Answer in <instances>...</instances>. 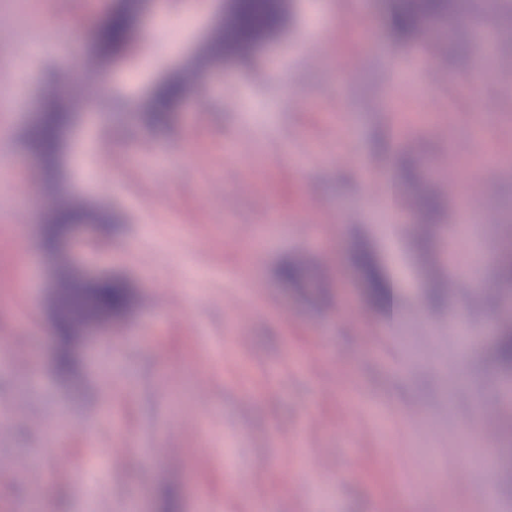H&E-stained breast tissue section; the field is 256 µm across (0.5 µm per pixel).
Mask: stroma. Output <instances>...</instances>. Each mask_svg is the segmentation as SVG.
<instances>
[{
    "label": "stroma",
    "mask_w": 512,
    "mask_h": 512,
    "mask_svg": "<svg viewBox=\"0 0 512 512\" xmlns=\"http://www.w3.org/2000/svg\"><path fill=\"white\" fill-rule=\"evenodd\" d=\"M287 2L277 37L193 77L154 129L144 87L229 0H157L167 23L136 39L135 73L88 61L112 0H0V512L36 496L41 512H160L165 496L178 512H512L495 269L466 273L472 239L495 257L512 228V40L480 65L491 10L455 44L438 28L403 45L382 0ZM63 83L79 120L50 180L22 140ZM57 182L120 216L70 252L134 296L67 378L47 217L27 205ZM423 193L442 203L424 251ZM363 252L398 270L394 309L371 302ZM286 263L305 280L283 283ZM476 427L499 437L478 482Z\"/></svg>",
    "instance_id": "1"
}]
</instances>
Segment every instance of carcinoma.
Wrapping results in <instances>:
<instances>
[{
  "instance_id": "cac0c4a2",
  "label": "carcinoma",
  "mask_w": 512,
  "mask_h": 512,
  "mask_svg": "<svg viewBox=\"0 0 512 512\" xmlns=\"http://www.w3.org/2000/svg\"><path fill=\"white\" fill-rule=\"evenodd\" d=\"M394 37L402 42L416 40L432 23L454 24L469 16L475 0H386ZM146 0H113L108 20L92 37L91 51L98 61L113 63L128 57L135 41ZM286 19L284 0H231L224 19L216 24L208 41L192 62L156 81L143 102V115L150 125H161L181 105L189 85L191 71H200L224 61L230 54H247L274 38ZM73 123V112L64 96L55 92L47 96L38 117L28 128L23 145L44 164V174L51 173L60 146ZM47 224L44 244L67 233L76 224H108L111 217L102 211L79 206L64 191L47 197ZM359 266L369 276L372 298L387 305L394 300L395 289L386 277L378 274L369 256L359 258ZM500 287L491 301L503 304L512 300V237L503 244L497 265ZM58 315L55 316L58 347L55 366L59 373L69 372L73 365L70 343L75 327L91 319H110L123 313L129 305L125 285L112 278L86 281L66 271L57 284ZM493 361L500 371H512V321H506L493 349Z\"/></svg>"
}]
</instances>
